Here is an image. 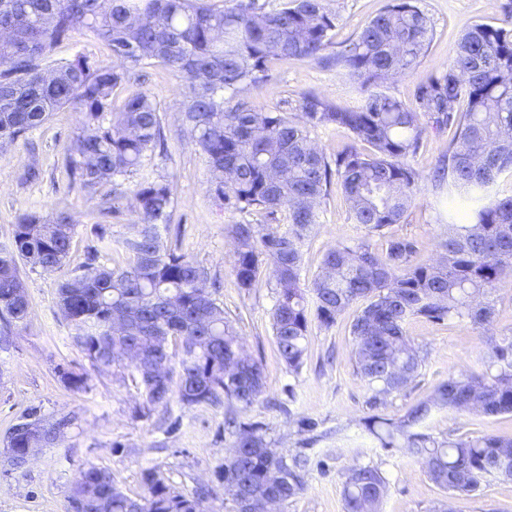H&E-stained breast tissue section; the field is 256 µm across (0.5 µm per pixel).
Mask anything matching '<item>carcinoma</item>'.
Instances as JSON below:
<instances>
[{
    "mask_svg": "<svg viewBox=\"0 0 512 512\" xmlns=\"http://www.w3.org/2000/svg\"><path fill=\"white\" fill-rule=\"evenodd\" d=\"M337 22L325 0H282L273 10L260 0H230L225 7L207 0H0V29L8 33L0 39V145L62 108L77 109L85 130L68 148L65 166L70 179L94 194L105 181L136 172L147 152L165 141L157 104L145 92L129 96L109 125L100 123L111 112L114 88L137 68L161 65L173 72L191 144L207 159L213 198L228 210L262 209L270 219L232 224L229 234L238 286L250 290L264 270L275 281L271 328L280 359L299 373L312 323L328 329L356 308L353 366L370 393L364 428L381 447L416 457L451 501L477 491L489 476L512 479V438L439 440L416 428L435 409L512 414V336L490 340L480 371L448 374L401 418L381 408L420 376L425 361L407 334L410 320H457L484 329L493 323L501 283L512 279V194L497 190L501 178H512V20L471 27L446 70L420 83L410 104L383 88L417 67L433 39L420 0H390L339 44L330 37ZM78 32L106 43L121 64L79 55L47 65L53 49ZM272 56L334 69L364 97L349 109L307 92L288 116L233 102L246 87L272 79ZM331 126L351 135L332 159L313 137ZM429 127L455 134L444 159L424 177L410 159ZM423 178L434 194L448 198V224L432 263L416 262L414 243L388 232L404 220ZM334 184L348 202L351 223L366 234L327 251L304 284L303 248ZM132 193L139 222L122 241L127 265L93 261L59 281L58 312L73 344L99 372L123 356L133 361L144 398L135 408L140 417L175 398L188 407L252 406L266 390L263 364L242 354L233 321L206 290L205 268L162 243L159 226L169 223L172 205L169 181L144 176ZM73 231L66 212L18 219L11 243L0 246L5 325H22L28 315L19 263L48 274L62 271ZM376 237L386 239L385 248H375ZM173 337L182 345L175 364L168 350ZM73 421L24 413L3 455L24 456V425L45 436L63 433ZM225 426L234 442L220 478L234 512L242 508L243 492L282 505L305 492V453L276 451L258 423L234 416ZM143 483V494L131 496L109 470L91 466L72 489L71 512H100L104 504L109 512H132L134 501L141 512H208L204 493H180L155 470L143 473ZM385 491L376 467L348 468L344 512H379Z\"/></svg>",
    "mask_w": 512,
    "mask_h": 512,
    "instance_id": "cac0c4a2",
    "label": "carcinoma"
}]
</instances>
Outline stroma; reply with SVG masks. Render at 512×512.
I'll use <instances>...</instances> for the list:
<instances>
[{"label": "stroma", "instance_id": "35a3bbf8", "mask_svg": "<svg viewBox=\"0 0 512 512\" xmlns=\"http://www.w3.org/2000/svg\"><path fill=\"white\" fill-rule=\"evenodd\" d=\"M389 2L328 0L339 16L332 33L334 42L353 38ZM421 5L434 22L426 56L419 68L388 84L391 94L408 103L421 81L447 66L466 31L478 23H501L512 12V0H421ZM268 67L271 81L241 92V100L268 112H285L309 91L349 108L362 99L344 75L313 61L273 58ZM179 87V79L170 70L153 66L133 73L127 83L115 88L112 104L120 106L141 90L155 100L168 135V152L163 157L147 154L140 173L163 176L172 183L173 208L169 224L162 229L163 241L192 256L210 277L219 280L215 297L235 322L244 353L264 365L266 391L250 408L240 411V419L263 425L277 451L288 455L301 450L313 460L306 491L282 512H343L342 474L356 464L377 467L385 477L381 512H431L445 494L427 479L420 462L404 451L379 447L363 430L369 394L351 362V314H344L330 329H313L299 374L290 373L280 360L270 320L272 282L268 275H261L247 291L239 288L231 270L234 245L229 225L264 224L268 218L259 210L239 212L216 204L208 163L181 129ZM82 128V113L67 107L0 149V245L11 242L20 215L46 217L64 211L74 222L67 269L92 260L122 267L128 259L121 242L137 220L130 195L136 177H122L125 195L117 212L101 215L99 202L111 196V185L88 194L70 180L65 169L67 148ZM31 166L40 169L41 177L24 181L22 174ZM447 218V200L426 186L404 222L392 231L411 239L416 261L427 262L439 252L442 223ZM357 234L340 188H332L322 205L320 222L303 249L302 280L312 278L327 250ZM22 277L30 300L28 317L14 328L8 341L0 340V449L10 428L28 409H37L51 421L66 415L75 421L55 444L41 448L25 469L0 467V512H70L71 488L92 465L111 470L130 495L143 493L142 473L153 469L176 490L190 493L207 488L209 512H232L218 478L233 442L224 432V407H187L174 401L168 410L135 417L133 410L143 398L131 377V362L125 359L110 371H95L73 346L71 331L58 315L57 276L26 268ZM407 332L422 347L425 364L415 382L388 398L384 412L394 419L426 399L449 372L479 369L488 338L512 334V282H503L488 330L451 320L436 323L416 318L408 323ZM65 370L85 375L82 389L65 385L61 378ZM303 416L317 422L316 433L299 430L297 421ZM423 430L439 439L486 434L510 438L512 415L440 409ZM453 507L455 512H512V480L488 479Z\"/></svg>", "mask_w": 512, "mask_h": 512}]
</instances>
